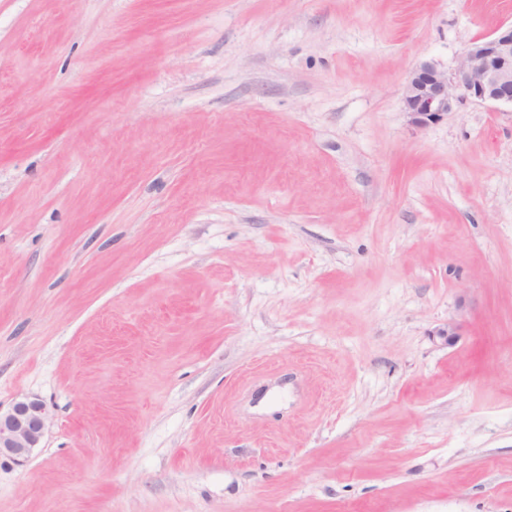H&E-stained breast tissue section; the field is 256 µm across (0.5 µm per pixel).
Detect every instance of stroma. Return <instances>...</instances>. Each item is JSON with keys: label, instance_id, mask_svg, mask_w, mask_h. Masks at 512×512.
I'll return each instance as SVG.
<instances>
[{"label": "stroma", "instance_id": "1", "mask_svg": "<svg viewBox=\"0 0 512 512\" xmlns=\"http://www.w3.org/2000/svg\"><path fill=\"white\" fill-rule=\"evenodd\" d=\"M501 20L0 0V512H512V109L402 101ZM46 429V407L37 398L16 400L6 411L0 407V458L25 464L40 447Z\"/></svg>", "mask_w": 512, "mask_h": 512}]
</instances>
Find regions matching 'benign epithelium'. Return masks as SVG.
<instances>
[{"instance_id":"1","label":"benign epithelium","mask_w":512,"mask_h":512,"mask_svg":"<svg viewBox=\"0 0 512 512\" xmlns=\"http://www.w3.org/2000/svg\"><path fill=\"white\" fill-rule=\"evenodd\" d=\"M402 99L409 122L425 128L442 120L454 106L467 100L512 107V24L502 23L493 31L472 39L452 74L432 62L414 68L403 87ZM456 320L437 330L446 344L461 336ZM47 429L44 403L25 397L0 410V458L25 464L39 447Z\"/></svg>"}]
</instances>
